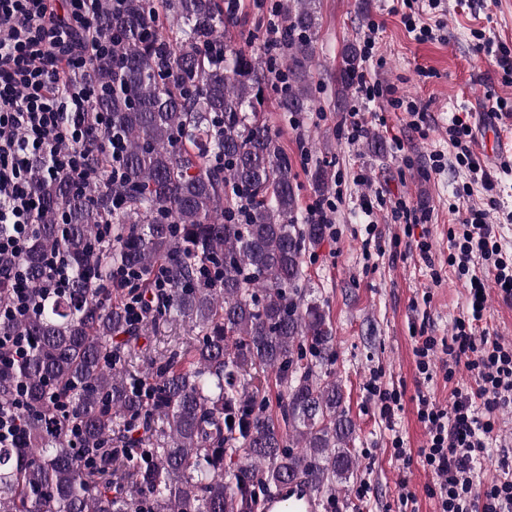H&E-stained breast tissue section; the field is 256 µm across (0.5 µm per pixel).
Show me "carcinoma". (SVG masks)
<instances>
[{
  "label": "carcinoma",
  "mask_w": 512,
  "mask_h": 512,
  "mask_svg": "<svg viewBox=\"0 0 512 512\" xmlns=\"http://www.w3.org/2000/svg\"><path fill=\"white\" fill-rule=\"evenodd\" d=\"M315 2L286 0L279 67L228 39L243 0H95L108 50L91 61L94 107L124 136V176L112 180L96 145L99 180L83 190L34 173L44 211L22 257L32 287L57 246L75 280L38 314L0 323L32 340L28 356L0 365V403L26 392L28 439L0 446V512H254L290 481L321 497L358 468L341 382L321 372L334 361L333 326L304 287L303 257L324 225L298 223L296 174L258 112L268 85L281 111L311 109ZM361 61L346 44L337 101ZM331 179L328 164L311 173L320 193ZM161 261L172 283L164 316L191 338L131 371L139 332L97 285L115 267L146 277ZM203 261L214 287L199 283ZM271 380L278 418L267 413ZM60 398L75 409L74 441ZM89 448L117 453L90 470Z\"/></svg>",
  "instance_id": "1"
}]
</instances>
